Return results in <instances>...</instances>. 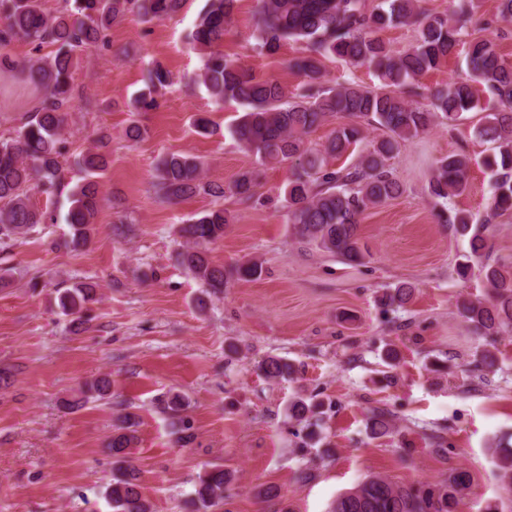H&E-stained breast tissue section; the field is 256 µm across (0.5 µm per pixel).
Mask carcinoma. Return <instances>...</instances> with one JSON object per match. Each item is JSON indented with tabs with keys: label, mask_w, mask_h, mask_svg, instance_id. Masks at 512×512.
<instances>
[{
	"label": "carcinoma",
	"mask_w": 512,
	"mask_h": 512,
	"mask_svg": "<svg viewBox=\"0 0 512 512\" xmlns=\"http://www.w3.org/2000/svg\"><path fill=\"white\" fill-rule=\"evenodd\" d=\"M187 0H65L53 15L43 0H0V47L26 42L40 48L54 47L47 55L24 62L0 55V70H25L41 93V104L25 118L15 135L0 140V244L9 247L43 223L44 214L30 200V191L48 196L64 191L62 184V137L66 112L74 86L73 73L79 57L107 43L112 24L131 14L144 22L161 21L179 12ZM236 0H207L192 32L191 42L207 50L198 74L217 104L235 101L243 113L230 133L243 148L263 162L292 163L285 189L288 223L303 241L348 262H361L360 215L369 207L395 198L401 191L388 160L400 143L427 131L439 118L458 120L467 112H480L475 134L494 144L493 158L484 160L490 170L492 195L485 215L476 219L464 210L446 206L448 197L461 194L467 185L471 158L452 154L439 159L429 180V194L440 204L439 220L455 234L469 237L470 250L458 263L460 280L478 274L486 288L484 298L461 296L456 308L462 321L476 335L494 338L512 332V267L485 260L489 248L487 231L492 221L512 214V63L499 53L497 44L474 36L477 26L512 22V0H497L493 21L477 23L475 0H457L448 11L427 13L418 0H257L252 16L258 49L272 52L286 41H302L306 53L289 61V67L305 81L288 93L278 82L257 77L215 49L224 40ZM412 27L414 42L393 51L379 36L389 28ZM462 50L468 75L448 78L427 96L425 104L406 99L405 88L420 95L419 78L440 68L443 61ZM337 59L374 69L381 86L370 89L355 83L331 85L325 79L323 60ZM169 82L160 65L148 70L144 88L130 103V111L146 112L158 107L160 90ZM331 118L343 122L332 129L318 148L308 146V136ZM385 132L350 166L334 168L330 160L345 154L364 140L363 125ZM107 135L98 138L99 151L78 159L85 172L83 182L67 190L70 228L65 246L73 250L86 244L102 200L99 179L107 161L100 149ZM258 175L244 172L229 186L205 180L202 164L194 157L169 154L156 168L153 192L161 202H175L205 194L220 201L230 195L240 205L261 200ZM231 213L222 205L205 211L179 229L184 239L177 261L207 287V296L224 293V267L209 258V245L224 238ZM262 266L246 262L234 270L239 280H253ZM413 287L401 284L383 295L385 305L402 306ZM95 288L78 284L57 290L58 306L71 317L75 330L87 322V304L95 299ZM264 375L279 379L293 373V366L279 357L261 364ZM112 381L101 377L91 383L78 406L89 398L110 395ZM184 401L174 395L165 402L172 434L177 441L191 440V423L184 415ZM324 403L312 396L298 398L291 414L298 421L322 413ZM140 417L125 413L118 417L108 450L114 472L106 496L113 512H152L139 491V471L131 463L137 444ZM496 473L501 488L512 495V448H497ZM230 473L213 469L195 487L192 505L208 512L224 498ZM470 474L455 470L448 480L425 484L419 489L398 485L385 477L371 476L332 503L330 512H456Z\"/></svg>",
	"instance_id": "1"
}]
</instances>
